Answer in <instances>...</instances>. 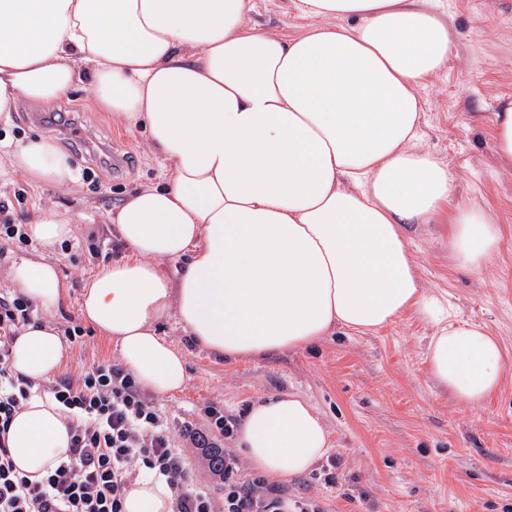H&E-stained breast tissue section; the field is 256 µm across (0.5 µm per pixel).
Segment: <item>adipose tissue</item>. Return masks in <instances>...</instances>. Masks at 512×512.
<instances>
[{"label": "adipose tissue", "mask_w": 512, "mask_h": 512, "mask_svg": "<svg viewBox=\"0 0 512 512\" xmlns=\"http://www.w3.org/2000/svg\"><path fill=\"white\" fill-rule=\"evenodd\" d=\"M311 19L285 38L249 22L252 0H0V121L19 102L49 104L90 79L99 107L143 126L170 166L111 217L126 254L83 286L81 317L114 342L144 389L187 383L182 351L157 322L175 314L192 342L241 360L310 346L334 330L371 333L416 312L435 328L432 377L477 406L503 381L507 359L482 325L459 321L422 289L410 228L450 216L457 266L478 272L502 232L483 207L456 201L447 164L419 142V89L448 64L452 33L430 0H292ZM11 164L32 180L72 179L53 140L23 144ZM51 249L74 218L37 209L27 225ZM187 258L177 279L163 260ZM11 282L47 312L67 286L49 257L15 263ZM65 359L58 330L34 322L11 364L40 381ZM237 442L261 472L285 482L329 452L328 432L303 398L251 403ZM70 444L48 397L11 421L18 469L38 474ZM124 512H170L165 484L146 476Z\"/></svg>", "instance_id": "obj_1"}]
</instances>
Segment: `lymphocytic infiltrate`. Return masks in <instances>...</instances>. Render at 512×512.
Listing matches in <instances>:
<instances>
[{
	"label": "lymphocytic infiltrate",
	"instance_id": "obj_1",
	"mask_svg": "<svg viewBox=\"0 0 512 512\" xmlns=\"http://www.w3.org/2000/svg\"><path fill=\"white\" fill-rule=\"evenodd\" d=\"M27 201V189L0 190L1 240L32 245L14 216ZM37 316L30 299L0 291V512H124L127 489L145 474L167 486L171 512H288L282 489L264 477L245 486L237 482L232 455L224 457L223 498L194 480L168 416L121 365L108 361L66 374L46 390L15 372L13 343ZM44 390L59 407L70 445L33 480L14 465L8 433L14 415ZM204 417V429L185 431L199 448L217 436L231 438L238 426L216 404L205 407Z\"/></svg>",
	"mask_w": 512,
	"mask_h": 512
}]
</instances>
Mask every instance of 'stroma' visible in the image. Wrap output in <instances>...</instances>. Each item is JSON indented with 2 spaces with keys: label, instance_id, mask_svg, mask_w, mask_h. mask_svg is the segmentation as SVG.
<instances>
[{
  "label": "stroma",
  "instance_id": "stroma-1",
  "mask_svg": "<svg viewBox=\"0 0 512 512\" xmlns=\"http://www.w3.org/2000/svg\"><path fill=\"white\" fill-rule=\"evenodd\" d=\"M254 3L252 19L265 29L291 37L310 25L288 0ZM437 7L454 44L446 69L422 91L423 142L457 175L458 199L498 214L504 240L479 273L453 262L451 224L424 226L411 249L423 288L448 299L461 321L485 325L512 360V163L498 158L492 138L494 112L512 99V0H437ZM55 109L64 124H39L36 106L24 103L10 125H0V187L18 184L32 193L17 223H28L39 207L75 214L78 246L48 252L0 241V289H11L14 262L49 254L68 297L39 318L57 327L78 317L83 284L103 266L84 241L117 245L112 212L133 191L163 183L169 168L148 150L143 129L115 122L87 88L72 91ZM39 137L54 139L67 157L75 175L68 186L32 183L11 166L14 147ZM101 151L118 163L95 191L80 172L94 167ZM157 329L187 364L185 387L154 398L168 412L174 435L201 427L203 409L212 403L234 418L250 402L283 393L313 406L331 449L312 470L284 483L289 502H313L321 512H512V367L481 406L456 400L429 374L425 346L433 328L417 314L374 333L338 331L303 349L238 361L192 344L176 315L163 317ZM105 360L119 362V349L94 331L68 346L64 366L74 372Z\"/></svg>",
  "mask_w": 512,
  "mask_h": 512
}]
</instances>
